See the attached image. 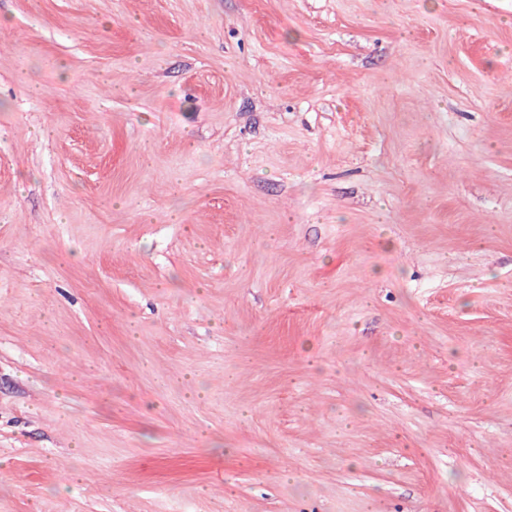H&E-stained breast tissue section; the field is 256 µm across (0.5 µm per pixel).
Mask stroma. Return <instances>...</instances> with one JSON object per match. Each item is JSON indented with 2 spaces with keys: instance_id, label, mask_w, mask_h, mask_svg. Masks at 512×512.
I'll return each instance as SVG.
<instances>
[{
  "instance_id": "stroma-1",
  "label": "stroma",
  "mask_w": 512,
  "mask_h": 512,
  "mask_svg": "<svg viewBox=\"0 0 512 512\" xmlns=\"http://www.w3.org/2000/svg\"><path fill=\"white\" fill-rule=\"evenodd\" d=\"M0 512H512V0H0Z\"/></svg>"
}]
</instances>
